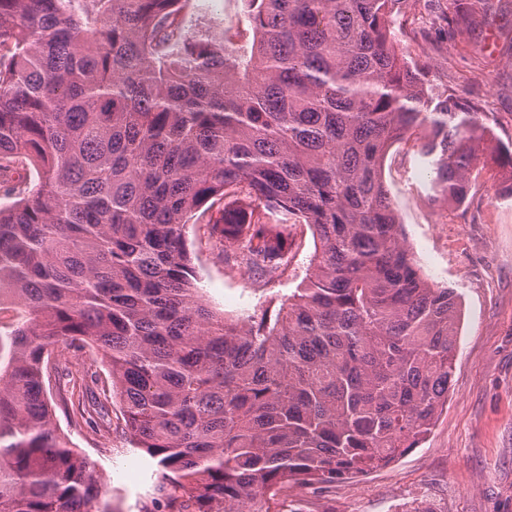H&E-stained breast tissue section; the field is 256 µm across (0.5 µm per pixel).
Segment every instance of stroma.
<instances>
[{"mask_svg":"<svg viewBox=\"0 0 512 512\" xmlns=\"http://www.w3.org/2000/svg\"><path fill=\"white\" fill-rule=\"evenodd\" d=\"M187 0L196 25L241 43L248 36L246 0ZM488 20L451 33L446 0H408L397 31L424 78L457 91L494 119L503 141L512 140V0H486ZM428 157L401 143L389 152L383 181L403 233L429 282L454 288L461 316L448 402L427 439L390 466L321 491L288 493L290 512H402L406 503L434 512H512V198L499 197L491 168L480 170L470 207L429 198ZM192 265L212 306L225 316L244 306L282 298L297 279L270 284L225 272L219 246L204 225L186 227ZM55 423L71 446L93 461L107 486L112 512H139L152 491V469L140 453L97 417L83 416L81 394L65 378L51 384Z\"/></svg>","mask_w":512,"mask_h":512,"instance_id":"35a3bbf8","label":"stroma"}]
</instances>
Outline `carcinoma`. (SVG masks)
I'll list each match as a JSON object with an SVG mask.
<instances>
[{
  "instance_id": "1",
  "label": "carcinoma",
  "mask_w": 512,
  "mask_h": 512,
  "mask_svg": "<svg viewBox=\"0 0 512 512\" xmlns=\"http://www.w3.org/2000/svg\"><path fill=\"white\" fill-rule=\"evenodd\" d=\"M406 0H247L253 37L185 27L182 0H0V512H110L53 422L45 379L91 349L121 436L156 466L140 512H288L388 466L448 402L458 297L401 241L382 179L426 131L433 199L512 198V145L427 83ZM451 23L486 17L452 0ZM203 224L227 271L269 284L308 227L305 276L227 317L191 266Z\"/></svg>"
}]
</instances>
